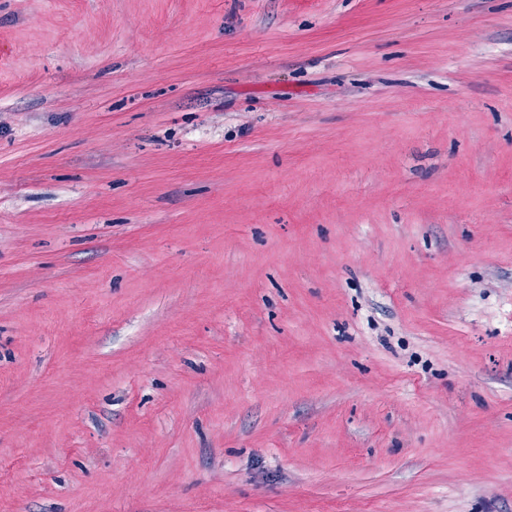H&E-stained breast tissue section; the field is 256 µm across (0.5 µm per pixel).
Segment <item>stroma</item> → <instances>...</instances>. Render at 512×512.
I'll return each mask as SVG.
<instances>
[{"mask_svg": "<svg viewBox=\"0 0 512 512\" xmlns=\"http://www.w3.org/2000/svg\"><path fill=\"white\" fill-rule=\"evenodd\" d=\"M0 512H512V0H0Z\"/></svg>", "mask_w": 512, "mask_h": 512, "instance_id": "stroma-1", "label": "stroma"}]
</instances>
